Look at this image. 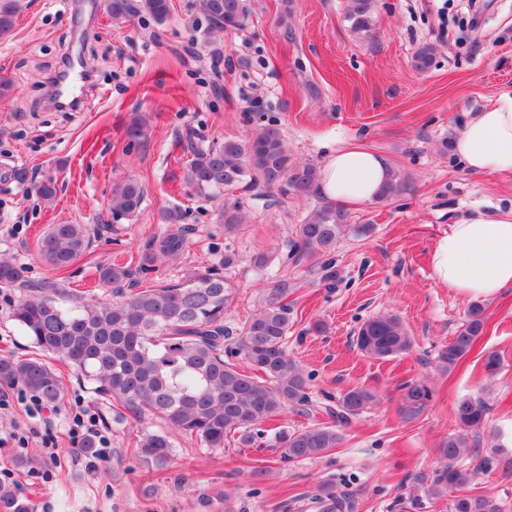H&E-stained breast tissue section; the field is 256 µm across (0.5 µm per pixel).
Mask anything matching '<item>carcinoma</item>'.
<instances>
[{
	"label": "carcinoma",
	"mask_w": 512,
	"mask_h": 512,
	"mask_svg": "<svg viewBox=\"0 0 512 512\" xmlns=\"http://www.w3.org/2000/svg\"><path fill=\"white\" fill-rule=\"evenodd\" d=\"M22 9V0H0V38L9 35ZM112 18L148 17L161 26L170 15V0H107ZM207 31L241 29L248 20L246 0H197ZM346 20L351 30L370 36L375 27L373 0H350ZM185 150L192 154L185 182L201 195L277 189L283 194L308 195L318 189L319 169L291 162L280 130L267 124L250 139L226 138L206 149L198 148L192 134L185 136ZM35 192L50 199L57 180L47 176L33 183ZM410 190L409 180L392 171L381 188L380 201ZM144 185L132 177L112 188V222L132 219L145 198ZM349 214L331 202L307 210L296 226L290 247L293 259L318 260L322 280L333 282L337 272L326 259L344 235L366 236L370 224H350ZM164 224L131 262L98 266L99 280L112 287L113 300L68 298L64 286L51 278H33L27 267L0 256V288L18 294L12 310L15 324L28 336L35 352L26 358L0 357V384L20 386L51 408L59 407L66 384L44 359L49 355L70 365L92 384L102 401H114L135 415H150L164 422L168 431L146 432L136 443L145 460L164 464L171 455L174 432L209 448L224 447V437L234 436L237 447L255 448L264 425L288 406L310 403L311 376L288 354V293L282 279L272 288L251 317L240 327L224 324L232 300L228 270L237 254L214 255L201 272L187 273L174 284L141 287L145 277L160 264L177 263L199 231L189 212L178 206L161 213ZM245 222L239 200L226 201L216 223L230 236ZM96 230L89 224H53L40 241L43 260L64 269L89 252ZM484 327L483 308L474 304L468 319L437 354L438 368L447 372L463 360ZM355 345L367 357L383 359L410 350L411 337L395 315L364 321ZM377 400L373 391L354 387L336 402L325 404L332 423H318L304 430L276 436L280 458L285 461L324 457L341 440L340 427ZM434 400V389L420 380L403 386L398 414L406 421L421 418ZM455 419L462 432L451 435L438 448L442 466L423 496L410 495L393 504L397 512H413L422 499L446 501L448 512H501L489 495L460 494L473 472L459 459L470 447L468 432L486 425L488 407L480 398L457 402ZM315 500L324 512H353L348 493L322 484ZM0 512H32L27 502L9 488H0Z\"/></svg>",
	"instance_id": "cac0c4a2"
}]
</instances>
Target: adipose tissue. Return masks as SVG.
<instances>
[{
	"label": "adipose tissue",
	"instance_id": "ef3b65f1",
	"mask_svg": "<svg viewBox=\"0 0 512 512\" xmlns=\"http://www.w3.org/2000/svg\"><path fill=\"white\" fill-rule=\"evenodd\" d=\"M453 150L473 171H512V92L469 118ZM390 173L384 156L354 143L328 152L318 186L330 201L363 205L375 200ZM431 270L438 285L465 299H492L512 288V216L451 225L434 243Z\"/></svg>",
	"mask_w": 512,
	"mask_h": 512
}]
</instances>
